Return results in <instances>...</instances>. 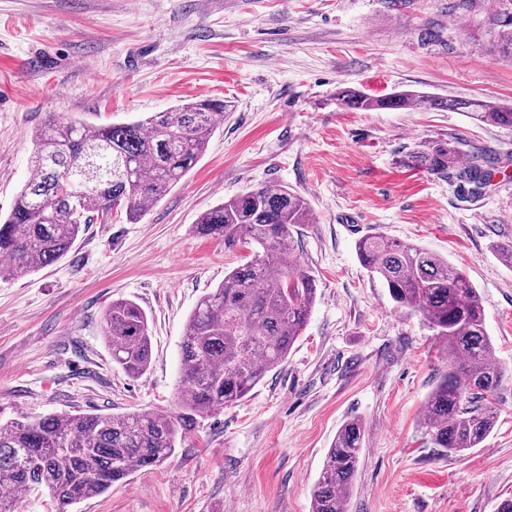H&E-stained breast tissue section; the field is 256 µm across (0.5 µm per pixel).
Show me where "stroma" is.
I'll return each instance as SVG.
<instances>
[{"label":"stroma","instance_id":"1","mask_svg":"<svg viewBox=\"0 0 512 512\" xmlns=\"http://www.w3.org/2000/svg\"><path fill=\"white\" fill-rule=\"evenodd\" d=\"M490 18V0H0V214L49 113L108 125L200 99L233 106L138 223L88 225L61 261L0 279V422L173 408L191 311L251 254L199 235V215L274 183L313 218L291 257L317 298L287 361L163 463L71 512H311L353 419L364 440L348 512H494L512 499V266L497 255L512 242V129L334 100L351 86L512 104V60L496 54ZM451 138L496 155L480 189L401 165L414 144ZM373 233L448 259L482 298L505 379L493 431L464 456L430 448L418 425L448 355L360 264L356 243ZM117 299L151 320L150 367L134 379L102 331Z\"/></svg>","mask_w":512,"mask_h":512}]
</instances>
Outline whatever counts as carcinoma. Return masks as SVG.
Segmentation results:
<instances>
[{
  "mask_svg": "<svg viewBox=\"0 0 512 512\" xmlns=\"http://www.w3.org/2000/svg\"><path fill=\"white\" fill-rule=\"evenodd\" d=\"M494 45L512 58V0H493ZM351 110L467 112L512 128V106L482 98L451 99L417 91L372 96L339 89ZM230 104L202 99L135 122L101 126L50 115L33 135L31 173L0 217V277L19 278L60 261L79 233L113 213L134 224L195 167L224 124ZM458 143L420 142L403 162L446 176L460 159ZM494 155L469 154L462 177L481 183ZM311 223L307 201L282 185H261L204 211L199 234L251 248L246 263L198 301L181 342V385L173 410L61 413L0 424V512H20V497L48 493L57 512L99 496L136 472L168 459L197 417L242 400L281 366L307 325L315 280L285 261L295 228ZM361 264L398 306L421 316L448 352V373L427 396L419 426L442 454L478 447L492 432L495 395L504 372L495 356L480 294L447 259L380 234L360 238ZM103 332L112 362L137 378L152 355L149 319L131 300L112 302ZM362 454V427L352 420L336 434L312 491L311 512H348V492Z\"/></svg>",
  "mask_w": 512,
  "mask_h": 512,
  "instance_id": "cac0c4a2",
  "label": "carcinoma"
}]
</instances>
